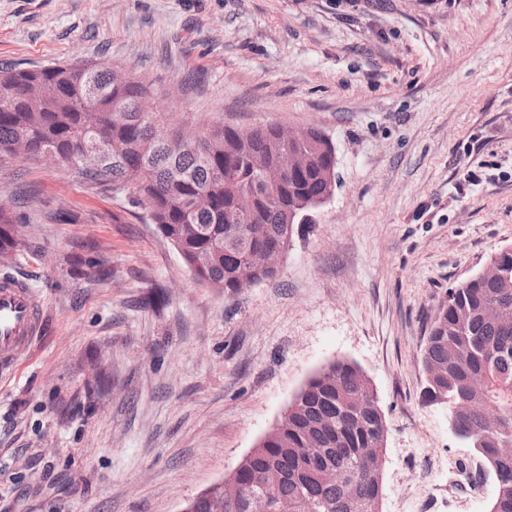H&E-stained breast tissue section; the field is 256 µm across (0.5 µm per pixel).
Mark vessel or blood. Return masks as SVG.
Returning a JSON list of instances; mask_svg holds the SVG:
<instances>
[{"instance_id":"1","label":"vessel or blood","mask_w":512,"mask_h":512,"mask_svg":"<svg viewBox=\"0 0 512 512\" xmlns=\"http://www.w3.org/2000/svg\"><path fill=\"white\" fill-rule=\"evenodd\" d=\"M43 323V302L26 279L0 280V376L12 375L19 354L35 349Z\"/></svg>"}]
</instances>
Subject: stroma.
<instances>
[{
  "instance_id": "stroma-1",
  "label": "stroma",
  "mask_w": 512,
  "mask_h": 512,
  "mask_svg": "<svg viewBox=\"0 0 512 512\" xmlns=\"http://www.w3.org/2000/svg\"><path fill=\"white\" fill-rule=\"evenodd\" d=\"M86 61L179 126L318 129L337 186L275 276L225 295L131 198L0 161V278L44 303L0 378V512H182L339 361L385 417L380 512H488L421 354L448 287L512 247V0H0V63ZM13 224H17L13 212L5 206H0V253H8L18 246V241L12 233Z\"/></svg>"
}]
</instances>
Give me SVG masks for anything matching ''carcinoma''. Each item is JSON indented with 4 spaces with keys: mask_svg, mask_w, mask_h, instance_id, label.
Instances as JSON below:
<instances>
[{
    "mask_svg": "<svg viewBox=\"0 0 512 512\" xmlns=\"http://www.w3.org/2000/svg\"><path fill=\"white\" fill-rule=\"evenodd\" d=\"M148 95L142 82L123 80L98 62L35 69L0 64V161L13 157L14 147L23 144L29 159L55 152L75 169L78 154L98 143L107 145L111 156L104 169L83 179L135 195L197 282L221 293L240 291L244 285L238 275L248 252L238 240L240 224L233 221L238 191L258 195L255 223L270 229L269 238L250 244L254 252L306 223L302 214H292L293 206L333 193L324 178L330 158L322 152V133L310 130L303 145L306 170L271 195L265 171L276 164L280 151L274 127L259 126L251 140L243 141L233 127L216 125L203 131L198 144L183 146L180 127L165 123L158 113L146 118L137 111ZM200 196L207 206L196 209ZM15 223L13 212L1 205L0 253L17 248ZM492 305L512 308V267L495 284L466 279L448 289L422 353V366L431 362L445 375L439 388L424 395L433 404L441 396L465 395L497 416L492 427L477 416L464 418L461 427L471 433L467 442L487 467L501 471L489 512H512V460L497 456L502 443L512 442V329L492 320ZM473 375L484 377L483 388L469 386ZM368 390L361 370L349 363L335 362L320 371L297 394L288 417L232 471L245 495L222 507L198 496L191 501L192 512H251L255 496L287 500L294 512H349L347 484L341 480L348 473L359 478L362 512H379L383 459L378 412L359 407ZM328 466L340 475L334 482L320 477Z\"/></svg>",
    "mask_w": 512,
    "mask_h": 512,
    "instance_id": "obj_1",
    "label": "carcinoma"
}]
</instances>
